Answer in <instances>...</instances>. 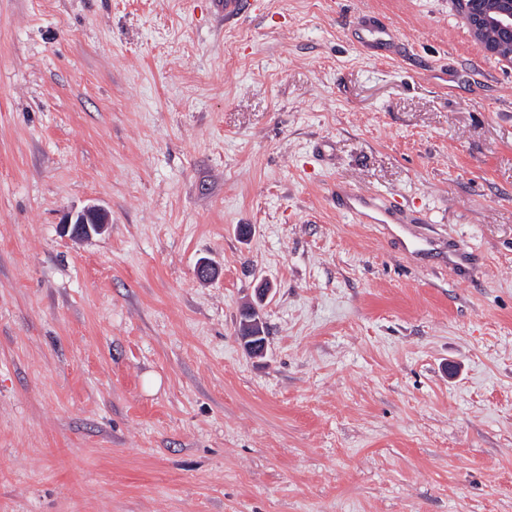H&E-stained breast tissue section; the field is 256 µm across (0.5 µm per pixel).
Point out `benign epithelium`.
<instances>
[{
	"instance_id": "1",
	"label": "benign epithelium",
	"mask_w": 512,
	"mask_h": 512,
	"mask_svg": "<svg viewBox=\"0 0 512 512\" xmlns=\"http://www.w3.org/2000/svg\"><path fill=\"white\" fill-rule=\"evenodd\" d=\"M468 25L474 42L484 53L512 61V0H455ZM488 27H496L504 31L503 41L499 43L484 42L481 34ZM109 220L104 210L97 205H89L70 216L64 225V232L75 239L88 238L94 234H102L108 228ZM243 319L239 322V335L243 341H251L248 349L252 354L265 355L266 343L256 341L264 335L266 323L261 311L253 304L242 307Z\"/></svg>"
}]
</instances>
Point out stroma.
I'll return each instance as SVG.
<instances>
[{"label":"stroma","mask_w":512,"mask_h":512,"mask_svg":"<svg viewBox=\"0 0 512 512\" xmlns=\"http://www.w3.org/2000/svg\"><path fill=\"white\" fill-rule=\"evenodd\" d=\"M0 512H512V62L454 0H0ZM358 39L372 48L387 53L393 52L399 44L394 30L384 25L375 16H363L359 22ZM336 205L352 218L367 224H403L397 206L351 188L336 186ZM109 220L104 210L97 205H89L70 216L63 229L72 238L81 239L93 234H102L108 228ZM241 310L244 317L242 321L239 320V336L243 343L264 336L266 323L259 308L253 304H248L243 306ZM241 336L246 337L242 338Z\"/></svg>","instance_id":"obj_1"}]
</instances>
